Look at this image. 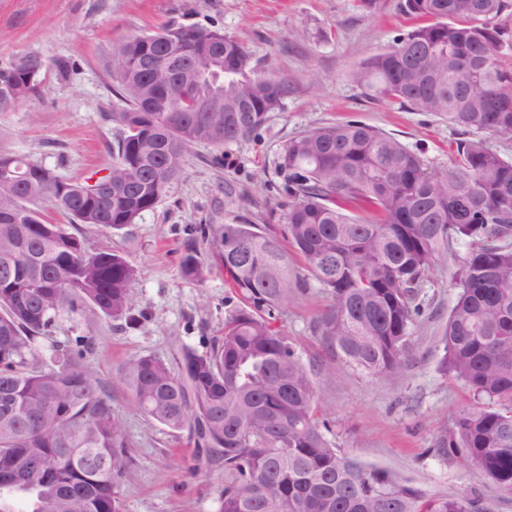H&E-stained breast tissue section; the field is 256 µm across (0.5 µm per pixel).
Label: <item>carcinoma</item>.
<instances>
[{"instance_id": "carcinoma-1", "label": "carcinoma", "mask_w": 512, "mask_h": 512, "mask_svg": "<svg viewBox=\"0 0 512 512\" xmlns=\"http://www.w3.org/2000/svg\"><path fill=\"white\" fill-rule=\"evenodd\" d=\"M509 0H405L429 23L367 58L354 81L448 120L464 138L448 166L371 127H320L288 142L278 169L288 194L284 232L332 298L313 331L351 368L391 377L407 362L424 312L420 288L451 271L456 294L441 334L443 366L487 403L439 427L495 485L512 490V159L476 134L512 136V36L494 24ZM221 38L223 78L170 88L161 58L182 43ZM155 55L160 69L142 62ZM34 53L0 65V112L36 92ZM110 77L123 103L107 180L67 182L25 156L0 166V512H123L128 443L110 397L85 361L90 342L51 339L58 318L85 304L123 317L137 268L110 249L90 252L77 224H134L185 174L194 144L216 148L254 133L280 104L283 81L259 72L244 44L217 30L170 23L112 48ZM220 99L201 112L197 99ZM55 210L68 224H50ZM215 244L241 305L211 350L186 347L178 370L143 356L122 380L137 408L172 431L189 430L206 463L231 479L219 512H488L466 495L424 498L406 481L341 453L316 416V385L275 326L305 282L278 233L224 224ZM183 275L205 270L189 252Z\"/></svg>"}]
</instances>
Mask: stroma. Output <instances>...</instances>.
I'll use <instances>...</instances> for the list:
<instances>
[{
  "instance_id": "stroma-1",
  "label": "stroma",
  "mask_w": 512,
  "mask_h": 512,
  "mask_svg": "<svg viewBox=\"0 0 512 512\" xmlns=\"http://www.w3.org/2000/svg\"><path fill=\"white\" fill-rule=\"evenodd\" d=\"M405 0H0V64L32 52L46 68L37 91L0 112V154L24 155L66 179L85 180L112 164L121 103L110 78L114 45L175 22L240 39L252 60L287 87L279 107L250 138L214 149L194 145L186 173L137 223L109 233L82 224L85 247H108L139 270L131 286L130 320L80 305L53 334L87 337L86 361L126 433L130 473L121 482L125 512H218L227 481L223 464L197 467L188 432L144 416L121 381L123 364L150 356L176 365L183 347L209 351L224 334L238 297L225 283L212 237L199 225L281 227L287 195L277 169L283 147L323 126L358 122L423 150L432 168L447 166L460 129L447 120L390 101L368 98L353 72L421 25ZM207 273L184 277L187 250ZM455 295L448 270L433 272L419 298L424 313L410 360L384 379L354 372L330 356L312 324L330 303L315 280L289 302L278 323L313 374L317 416L341 451L385 469L427 497L477 496L490 512H512V492L499 489L460 453L435 446L438 426L475 406L469 389L444 371L439 342Z\"/></svg>"
}]
</instances>
